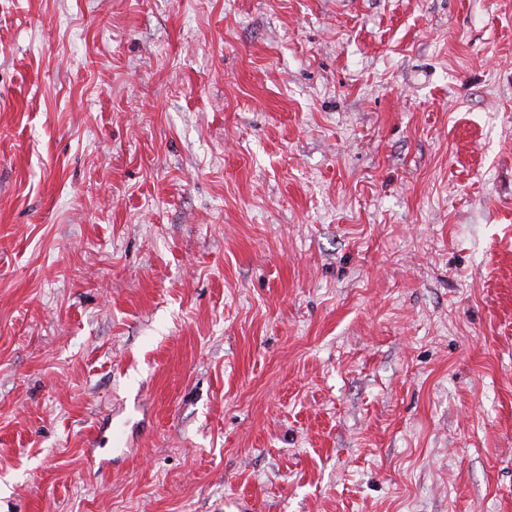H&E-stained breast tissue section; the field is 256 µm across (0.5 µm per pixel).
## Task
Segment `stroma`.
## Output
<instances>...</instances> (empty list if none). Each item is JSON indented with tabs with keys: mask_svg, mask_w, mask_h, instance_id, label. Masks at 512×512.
<instances>
[{
	"mask_svg": "<svg viewBox=\"0 0 512 512\" xmlns=\"http://www.w3.org/2000/svg\"><path fill=\"white\" fill-rule=\"evenodd\" d=\"M0 512H512V0H0Z\"/></svg>",
	"mask_w": 512,
	"mask_h": 512,
	"instance_id": "35a3bbf8",
	"label": "stroma"
}]
</instances>
